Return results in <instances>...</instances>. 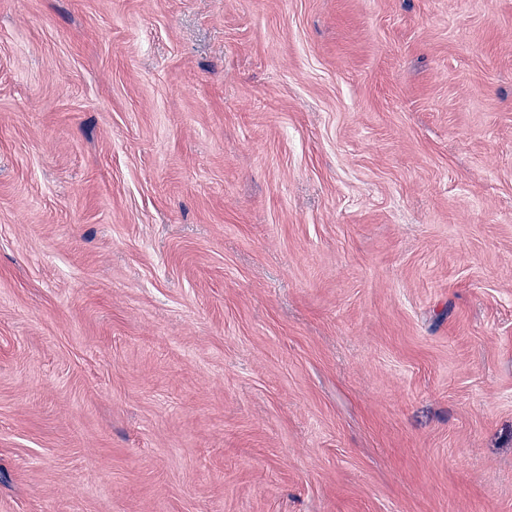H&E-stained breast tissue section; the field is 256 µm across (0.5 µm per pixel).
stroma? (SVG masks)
<instances>
[{
	"label": "stroma",
	"mask_w": 512,
	"mask_h": 512,
	"mask_svg": "<svg viewBox=\"0 0 512 512\" xmlns=\"http://www.w3.org/2000/svg\"><path fill=\"white\" fill-rule=\"evenodd\" d=\"M0 512H512V0H0Z\"/></svg>",
	"instance_id": "stroma-1"
}]
</instances>
